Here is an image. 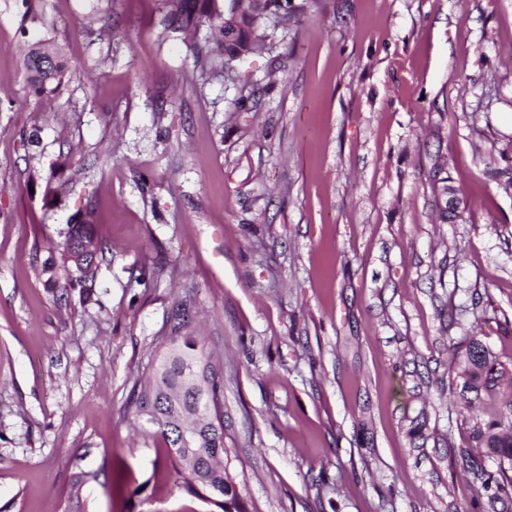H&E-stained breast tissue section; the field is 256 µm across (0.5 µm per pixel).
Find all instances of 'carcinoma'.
<instances>
[{
  "instance_id": "obj_1",
  "label": "carcinoma",
  "mask_w": 512,
  "mask_h": 512,
  "mask_svg": "<svg viewBox=\"0 0 512 512\" xmlns=\"http://www.w3.org/2000/svg\"><path fill=\"white\" fill-rule=\"evenodd\" d=\"M164 8L162 24L166 31L181 32L189 37L199 27H209L211 37L206 46L192 43L187 48L202 66L228 70L231 63H241L265 49L267 34L260 26L261 19L272 16L283 27L292 19V14L282 7L281 0H164ZM23 61L29 87L39 97L59 91L70 72L61 51L41 42L28 47ZM93 217V204L89 203L56 245L65 275L73 281L87 283L93 280L96 258L105 253L106 244L95 241ZM191 308L187 302L179 305L167 336V344L173 347L175 355L159 369H149L140 389L131 394L129 408L137 415L142 413L144 392L151 386L163 388L164 403L159 408V417H150L148 422L155 434L164 439L174 464L181 463L190 449L178 443L179 436L174 434L169 421L173 409L185 415L192 429L211 448V454L198 458L193 469L184 471L186 491L218 512H247L236 482L227 474L221 458L212 457L216 451L225 452L221 406L223 363L216 352L207 349L201 337L188 329ZM464 359L469 361L470 368L463 375L457 374L461 379L459 407L470 409L472 399L486 393L497 395L505 408L486 423L475 424L471 432V442L479 448L489 449L498 461L500 473L504 474L506 467H512V384H503V378L505 373L512 372V364L499 361L475 338L465 345ZM192 361L200 363L211 380L208 397L215 407L213 420L195 421L191 418L195 396L182 390L181 379L187 364Z\"/></svg>"
}]
</instances>
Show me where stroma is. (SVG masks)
I'll list each match as a JSON object with an SVG mask.
<instances>
[{
  "mask_svg": "<svg viewBox=\"0 0 512 512\" xmlns=\"http://www.w3.org/2000/svg\"><path fill=\"white\" fill-rule=\"evenodd\" d=\"M159 9L0 0V512H211L128 408L187 295L249 512H512L469 439L501 403L459 415L455 377L472 337L512 362V0H317L232 75ZM45 39L71 74L37 97ZM29 87L36 96L56 93L70 72L65 56L58 48L41 42L28 47L23 58ZM80 218L70 224L64 239L56 249L67 278L71 281L87 283L93 281L96 271V258L107 249L106 244L94 236V208L88 203Z\"/></svg>",
  "mask_w": 512,
  "mask_h": 512,
  "instance_id": "35a3bbf8",
  "label": "stroma"
}]
</instances>
